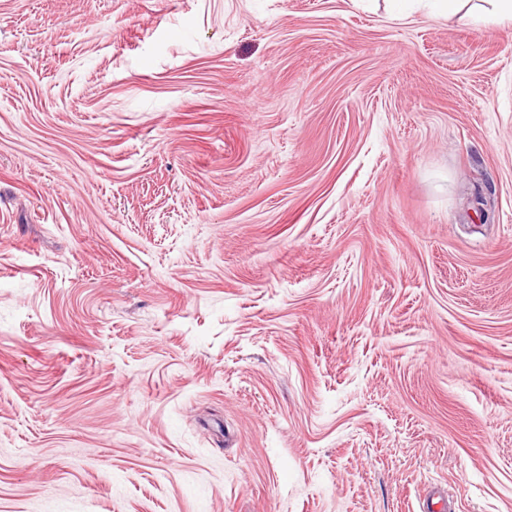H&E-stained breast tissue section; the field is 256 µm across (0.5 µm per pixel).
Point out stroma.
<instances>
[{"mask_svg":"<svg viewBox=\"0 0 512 512\" xmlns=\"http://www.w3.org/2000/svg\"><path fill=\"white\" fill-rule=\"evenodd\" d=\"M512 512V28L388 0H0V512Z\"/></svg>","mask_w":512,"mask_h":512,"instance_id":"obj_1","label":"stroma"}]
</instances>
